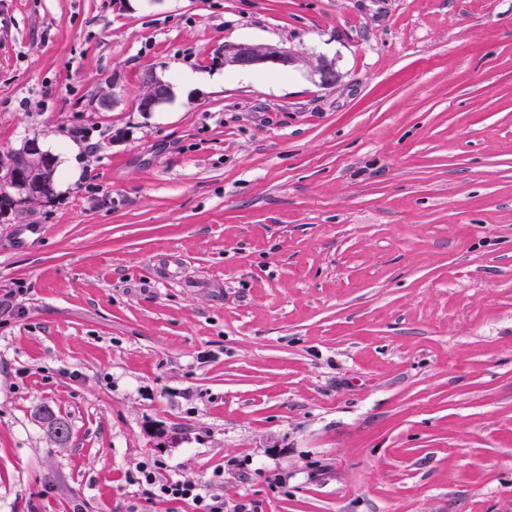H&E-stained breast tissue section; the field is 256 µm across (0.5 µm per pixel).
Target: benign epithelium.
Here are the masks:
<instances>
[{
  "label": "benign epithelium",
  "mask_w": 512,
  "mask_h": 512,
  "mask_svg": "<svg viewBox=\"0 0 512 512\" xmlns=\"http://www.w3.org/2000/svg\"><path fill=\"white\" fill-rule=\"evenodd\" d=\"M224 65L241 69L263 70L267 68L293 67L301 62L308 65L311 73L318 78L322 87H332L339 81L333 63L323 56L301 59L285 47L257 46L245 42L224 43ZM170 86L160 80L147 82V93L141 98L140 110L151 112L168 99ZM48 169V157L32 143L14 156L12 165L0 169V182L15 189L19 198L26 203L45 199L43 181Z\"/></svg>",
  "instance_id": "7a95c632"
}]
</instances>
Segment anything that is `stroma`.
I'll return each instance as SVG.
<instances>
[{
	"label": "stroma",
	"mask_w": 512,
	"mask_h": 512,
	"mask_svg": "<svg viewBox=\"0 0 512 512\" xmlns=\"http://www.w3.org/2000/svg\"><path fill=\"white\" fill-rule=\"evenodd\" d=\"M32 141L0 512H195L146 461L224 512H512V0H0V161ZM223 59L224 66L249 70H263L273 67L287 68L305 62L311 73L318 78L320 86L332 87L339 81V75L334 64L324 56H315L304 60L285 47L227 42L224 43ZM146 94L141 98L140 110L151 112L154 108L166 101L170 95V86L160 80L150 79L147 82ZM155 463H144L138 470L137 483L143 492L151 498H162L170 501L191 499L198 512H224V499L210 494L208 485L168 479L160 476Z\"/></svg>",
	"instance_id": "obj_1"
}]
</instances>
